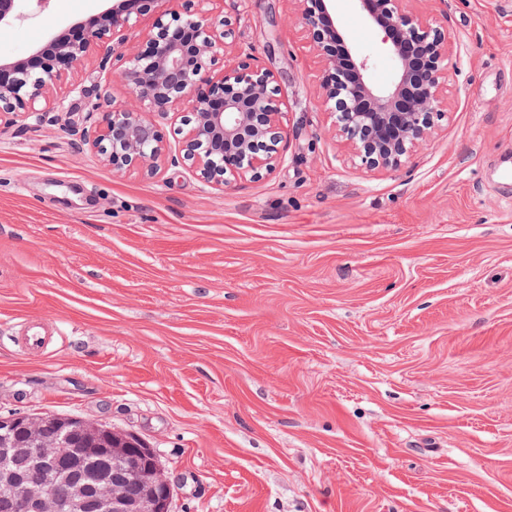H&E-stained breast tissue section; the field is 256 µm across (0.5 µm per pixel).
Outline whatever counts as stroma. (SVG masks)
Here are the masks:
<instances>
[{
  "mask_svg": "<svg viewBox=\"0 0 512 512\" xmlns=\"http://www.w3.org/2000/svg\"><path fill=\"white\" fill-rule=\"evenodd\" d=\"M0 28L20 57L87 17ZM453 41L443 114L371 171L317 105L295 0H209L286 93V159L228 190L78 151L92 57L0 126V417L81 418L152 448L170 512H512V0H408ZM339 19L387 59L354 0ZM53 330L23 351L29 324Z\"/></svg>",
  "mask_w": 512,
  "mask_h": 512,
  "instance_id": "35a3bbf8",
  "label": "stroma"
}]
</instances>
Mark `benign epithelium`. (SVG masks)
I'll use <instances>...</instances> for the list:
<instances>
[{
    "instance_id": "7a95c632",
    "label": "benign epithelium",
    "mask_w": 512,
    "mask_h": 512,
    "mask_svg": "<svg viewBox=\"0 0 512 512\" xmlns=\"http://www.w3.org/2000/svg\"><path fill=\"white\" fill-rule=\"evenodd\" d=\"M50 0H0V27L42 11ZM82 21L54 30L43 47L0 59V118H45L39 98L93 53L112 62L134 107L98 94L95 126L73 131L76 148L97 150L123 173L157 175L164 165L192 170L226 189L259 180L285 160L286 101L277 74L253 49L226 60L236 19L216 18L194 0H102ZM299 20L320 60L318 95L334 127L366 168L395 169L430 136L442 115L450 57L448 29L430 24L407 0H356L365 30L379 38L391 64L384 85L371 79L373 61L342 28L336 0H297ZM149 16L152 24L126 52L119 33ZM180 116L179 151H168L159 120ZM89 464L62 465L70 437ZM0 512H168L173 493L151 449L137 438L71 417L16 414L0 418Z\"/></svg>"
}]
</instances>
